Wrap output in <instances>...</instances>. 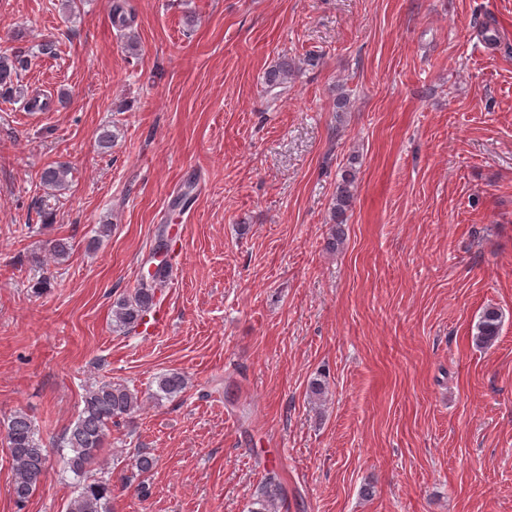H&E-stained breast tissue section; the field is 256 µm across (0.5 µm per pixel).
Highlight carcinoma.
Listing matches in <instances>:
<instances>
[{"instance_id":"carcinoma-1","label":"carcinoma","mask_w":512,"mask_h":512,"mask_svg":"<svg viewBox=\"0 0 512 512\" xmlns=\"http://www.w3.org/2000/svg\"><path fill=\"white\" fill-rule=\"evenodd\" d=\"M27 62L22 52L13 56H0V88L11 85L19 72L27 67ZM290 69L288 61L284 60L269 70L266 77L268 86L283 84L288 79ZM67 174L66 167L49 165L41 171L40 183L61 190L66 187ZM355 178L356 170L353 166L341 170L334 204V220L337 224L347 221V213L354 200ZM168 277L169 265L165 264L156 272V285L146 286L139 282L131 297L117 301L114 310L116 325L124 330L141 325L158 293L167 287ZM500 330L501 314L493 307L487 308L475 325L472 340L480 347H489L498 339ZM185 388V377L178 372L157 377L156 396L159 398H176L184 393ZM137 406L138 396L120 383L104 381L86 391L83 408L60 441L61 447L71 451L67 464L75 475L81 477L90 471L108 441L110 425L129 417ZM6 440L14 472L13 496L16 504L21 507L41 484L47 468V455L32 420L24 412H17L10 418ZM280 494L279 475L268 473L260 497L255 501L256 508L251 512H268L269 506ZM111 500L112 484L109 481L88 479L69 502L67 512H111Z\"/></svg>"}]
</instances>
